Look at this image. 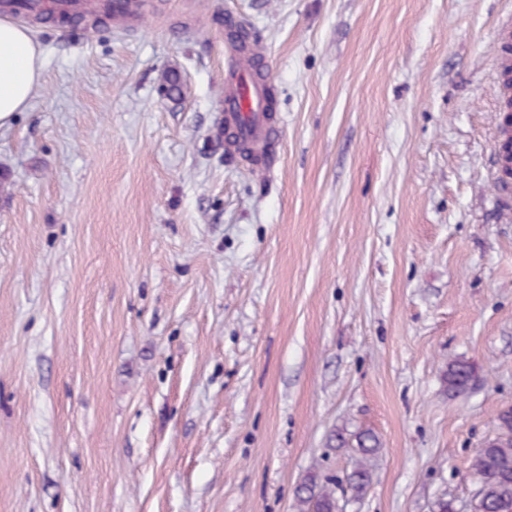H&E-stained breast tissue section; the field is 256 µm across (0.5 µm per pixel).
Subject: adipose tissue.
Wrapping results in <instances>:
<instances>
[{"instance_id":"obj_1","label":"adipose tissue","mask_w":512,"mask_h":512,"mask_svg":"<svg viewBox=\"0 0 512 512\" xmlns=\"http://www.w3.org/2000/svg\"><path fill=\"white\" fill-rule=\"evenodd\" d=\"M44 64L32 29L0 17V126L27 109L42 84Z\"/></svg>"}]
</instances>
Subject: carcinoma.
Masks as SVG:
<instances>
[{
  "instance_id": "obj_1",
  "label": "carcinoma",
  "mask_w": 512,
  "mask_h": 512,
  "mask_svg": "<svg viewBox=\"0 0 512 512\" xmlns=\"http://www.w3.org/2000/svg\"><path fill=\"white\" fill-rule=\"evenodd\" d=\"M163 86L170 97L182 94L180 76L175 71L164 74ZM477 379L472 364L462 359L449 361L443 375L445 388L451 396L467 392ZM496 421V437L476 452L471 463V472L480 490L475 512H512V407L500 409ZM353 440L358 459L346 473L344 492L362 498L370 487L371 461L381 443L371 429L357 431ZM294 498L297 512H340L336 481L327 476L321 478L314 471L296 486Z\"/></svg>"
}]
</instances>
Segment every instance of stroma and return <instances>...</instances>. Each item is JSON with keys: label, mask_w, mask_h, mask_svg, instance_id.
<instances>
[{"label": "stroma", "mask_w": 512, "mask_h": 512, "mask_svg": "<svg viewBox=\"0 0 512 512\" xmlns=\"http://www.w3.org/2000/svg\"><path fill=\"white\" fill-rule=\"evenodd\" d=\"M29 20L0 127V512H473L512 406V208L493 190L512 0H143ZM263 46L271 165L226 163L224 18ZM177 71L179 99L162 76ZM481 383L449 396V360ZM44 55L30 27L0 17V126L24 112L42 84ZM358 459L353 468L345 476L344 492L350 493L353 498H362L366 495L372 481L371 461L380 450V440L371 429H361L353 435ZM294 498L297 512H340L336 498L335 479L324 477L313 471L296 486Z\"/></svg>", "instance_id": "35a3bbf8"}]
</instances>
